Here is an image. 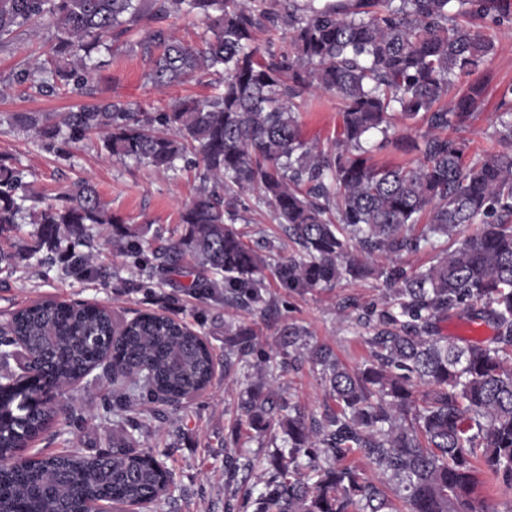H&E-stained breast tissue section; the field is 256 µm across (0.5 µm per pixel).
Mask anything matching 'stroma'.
Returning <instances> with one entry per match:
<instances>
[{
  "mask_svg": "<svg viewBox=\"0 0 512 512\" xmlns=\"http://www.w3.org/2000/svg\"><path fill=\"white\" fill-rule=\"evenodd\" d=\"M51 37L49 30L23 31L13 43L0 48V81H7L9 92L0 96V159L22 172L26 182L43 201H56L68 186L89 181L101 200L131 224H149L158 230L162 241L180 237L182 205L196 193L200 181L195 176L194 158L180 161L178 172H163L109 156L99 139L56 144L47 149L25 131L10 126V116L20 112H65L79 103L80 95L57 90L35 93L28 84L17 83L12 74L24 63L43 60ZM98 76L90 91L99 98H122L167 106L172 99L206 97L217 93L211 78L187 82L165 89L155 88L147 78L149 64L135 45L119 47L96 55ZM485 68L493 80L477 118L465 135L474 152L490 149L492 121L498 110L501 91L512 85V30L496 35V49ZM305 139L331 146L340 131L341 116L336 98L316 93L296 106ZM244 219L237 227L253 247L270 246L273 262L296 254L297 245L276 224L267 208L258 206L255 193L243 194ZM94 240L86 253L99 274L93 279L66 275L61 263L34 258L22 262L13 273H0V324L13 312L41 297L63 301L96 303L109 307L120 318L129 319L146 311H162L184 321L200 332L217 360L211 387L202 396L175 408H165L164 417L151 433L141 438L140 448L162 456L173 476V488L155 512H224V458L228 455H265L271 450L269 439L246 432L238 409V398L255 381L256 370L239 364L225 372L224 325L244 324L262 333L261 341L275 360L288 352L279 344L278 330L286 323L303 326L305 349L330 348L348 369H356L370 357L368 334L357 325L359 309L380 302L390 294L383 275L389 266L382 257L372 261L374 276L362 281L343 279L327 290L300 293L282 288L272 267L264 272V288L276 303L271 311L238 308L220 300H199L190 290L189 263L147 278L137 259L122 254L112 240L110 226L93 231ZM347 311H339L340 303ZM273 390L305 409L308 416L321 417L331 401L324 392L318 369L303 361L298 370L274 372L268 378ZM62 402H73L79 421H59L51 433L31 443L30 453H57L84 447L82 421H90L96 433L111 437L112 422L105 417L107 403L115 401L113 386L106 380L82 381L60 393Z\"/></svg>",
  "mask_w": 512,
  "mask_h": 512,
  "instance_id": "stroma-1",
  "label": "stroma"
}]
</instances>
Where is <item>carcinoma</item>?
<instances>
[{
	"mask_svg": "<svg viewBox=\"0 0 512 512\" xmlns=\"http://www.w3.org/2000/svg\"><path fill=\"white\" fill-rule=\"evenodd\" d=\"M191 14L205 24L194 45L166 24ZM43 26L51 31L48 58L34 71H15L19 83L81 90L94 79V56L136 35L158 87L219 76L222 92L162 111L93 97L67 112L15 118L47 147L97 137L110 155L163 170L194 154L202 186L180 212L185 233L154 255L162 268L193 261L199 275L190 289L200 299L272 305L262 288L267 258L235 227L248 191L260 192L300 248L275 265L291 291L365 278L376 255L437 251L424 271L389 268L390 300L355 317L369 333L362 367L348 370L327 348L311 352L334 402L321 418L275 396L263 379L250 384L240 403L246 426L258 436L280 432L286 446L267 455L269 477L239 500L229 494L224 512H493L485 485L512 489V86L501 93L498 148L473 157L460 132L492 77L444 99L494 53L491 31L512 28V0H0V48ZM259 33L287 37L289 47L263 46ZM312 91L335 95L342 115L327 149L303 138L295 112L294 100ZM398 119L417 128L416 139L399 134ZM390 147L419 158L373 162ZM36 198L0 161V233L27 218L34 226L17 250L0 249L7 269L46 252L85 277L93 270L76 247L91 241L96 225H111L112 238L131 249L149 243L150 226L112 213L88 182L25 213L23 202ZM452 311L487 323L494 335H440L438 323ZM224 335V370L250 357L276 369L255 329L239 325ZM279 336L294 349L305 332L286 323ZM0 346L21 349L19 360L55 378L78 379L104 360L114 380L144 368L151 374L119 396L106 449L88 438L95 453L25 456L27 443L60 417L80 421L72 406L53 401L1 416L7 512H85L91 500L125 505L166 495L171 472L155 471L151 453L135 450L127 434L149 432L153 415L125 412L136 401L178 405L209 387L214 354L185 323L160 312L121 321L104 307L46 299L11 315ZM351 455L381 478L344 463Z\"/></svg>",
	"mask_w": 512,
	"mask_h": 512,
	"instance_id": "carcinoma-1",
	"label": "carcinoma"
}]
</instances>
